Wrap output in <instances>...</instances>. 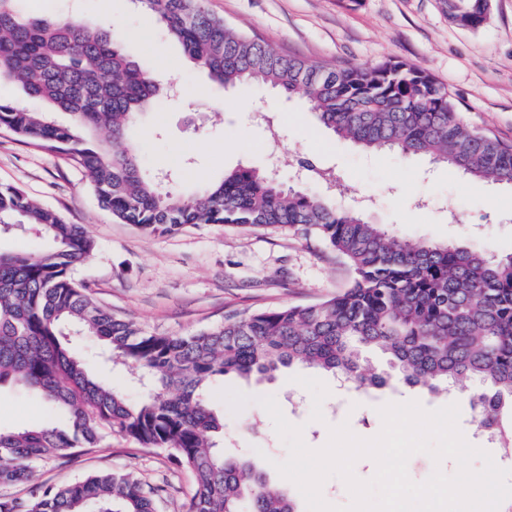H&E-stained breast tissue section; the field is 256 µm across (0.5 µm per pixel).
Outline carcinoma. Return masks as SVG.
<instances>
[{
  "label": "carcinoma",
  "mask_w": 512,
  "mask_h": 512,
  "mask_svg": "<svg viewBox=\"0 0 512 512\" xmlns=\"http://www.w3.org/2000/svg\"><path fill=\"white\" fill-rule=\"evenodd\" d=\"M187 57L226 88L258 81L300 95L318 121L367 149L444 162L479 181L512 185V145L469 128L448 89L403 61L327 66L284 54L224 24L201 0H139ZM0 0V80L46 106L32 111L0 99V127L70 156L88 174L98 204L150 233L185 225L288 228L319 240L354 273L350 287L308 306L231 312L187 335L149 333L97 304L72 271L93 242L77 224L0 185V234L27 228L49 250L0 253V385L39 395L60 419L0 429V484L26 483L33 464L68 449L96 448L117 432L165 451L190 470L187 512H298L288 490L254 461L222 452L224 418L209 404L227 374L272 381L303 365L368 395L413 387L432 397L455 389L478 428L512 457V253L493 255L452 242L415 243L368 223L358 207L310 195L264 171L239 167L190 196L164 192L140 170L136 150L115 151L136 115L160 90L112 33L70 19L31 16ZM448 17L480 27L478 0H443ZM65 111L73 123L60 124ZM109 134L112 139L103 137ZM95 343L144 381L136 402L89 375L71 337ZM377 351L385 365L375 367ZM162 489L133 470L47 488L34 501H0V512H157Z\"/></svg>",
  "instance_id": "1"
}]
</instances>
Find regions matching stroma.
<instances>
[{"label": "stroma", "mask_w": 512, "mask_h": 512, "mask_svg": "<svg viewBox=\"0 0 512 512\" xmlns=\"http://www.w3.org/2000/svg\"><path fill=\"white\" fill-rule=\"evenodd\" d=\"M77 3L83 22L110 29L128 57L178 87L177 99L158 95L130 133L147 173H177L173 190L201 191L241 166L276 167L287 183L309 162L335 174L344 187L341 204L363 206L368 221L405 239L457 241L495 255L512 252V186L472 181L421 155L363 151L320 125L305 98L288 99L259 83L224 89L190 63L182 46L133 0L109 13L104 0H22L20 7L32 15L67 17ZM203 6L249 37L314 62L414 64L447 87L469 127L512 144V0H492L487 21L476 29L453 24L440 0H203ZM0 185L18 187L66 222L84 225L94 249L75 267L74 279L96 302L156 334L195 333L222 324L232 311L313 305L353 278L319 241L286 229L199 224L150 234L123 223L98 205L77 162L4 128ZM74 350L92 372L123 387L130 400L143 396L140 385L128 382L125 368L104 361L98 348L78 341ZM216 387L275 397L312 448L325 446L330 427L343 423L357 437L374 438L382 429L380 406L415 400L428 410L458 404V426L471 445L500 452L497 441L476 429L467 400L455 393L433 398L402 388L364 397L301 366L272 382L228 375ZM212 405L224 414V447L251 457L269 451L262 468L278 480L275 465L288 450L267 412L255 402L236 414L221 399ZM47 414L33 392L0 386L1 429L40 425ZM128 469L164 487L159 512H186L195 489L191 472L173 465L166 452L117 433L100 447L36 464L30 482L0 485V500L30 501L50 486Z\"/></svg>", "instance_id": "35a3bbf8"}]
</instances>
